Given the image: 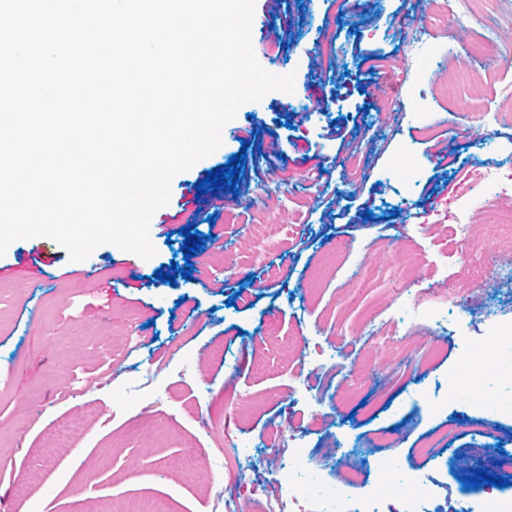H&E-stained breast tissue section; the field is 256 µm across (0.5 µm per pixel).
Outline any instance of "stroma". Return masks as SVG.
<instances>
[{
  "label": "stroma",
  "instance_id": "1",
  "mask_svg": "<svg viewBox=\"0 0 512 512\" xmlns=\"http://www.w3.org/2000/svg\"><path fill=\"white\" fill-rule=\"evenodd\" d=\"M280 2L279 40L256 29L253 47L295 88L243 104L221 147L174 177L154 257L103 245L74 263L44 237L0 257V512H256L281 497L274 472L292 451L353 499L345 468L370 484L389 456L437 512L490 492L460 478L496 474L512 414L449 399L448 381L512 325V286L491 262L493 216L512 199L470 180L512 165V69L458 75L476 42L512 60V0H474L462 24L439 0ZM488 108L502 121L485 123ZM450 148L457 165L440 166ZM242 151L238 193L197 194ZM463 207V251L444 257L438 228ZM187 225L207 238L191 279H154L187 260ZM409 249L422 263L410 288L395 276ZM452 281L479 290L471 312ZM369 316L404 336L401 360L374 329L357 334ZM298 339L338 355L289 380Z\"/></svg>",
  "mask_w": 512,
  "mask_h": 512
}]
</instances>
